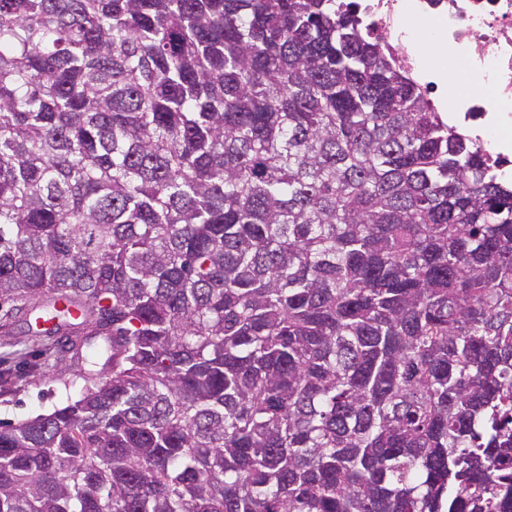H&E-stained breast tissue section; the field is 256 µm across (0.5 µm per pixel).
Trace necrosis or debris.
I'll return each mask as SVG.
<instances>
[{
	"mask_svg": "<svg viewBox=\"0 0 512 512\" xmlns=\"http://www.w3.org/2000/svg\"><path fill=\"white\" fill-rule=\"evenodd\" d=\"M358 15L409 71H433L417 50L421 38L444 44L458 64L450 114L512 181V0H359Z\"/></svg>",
	"mask_w": 512,
	"mask_h": 512,
	"instance_id": "obj_1",
	"label": "necrosis or debris"
}]
</instances>
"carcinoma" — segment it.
Returning <instances> with one entry per match:
<instances>
[{
  "instance_id": "obj_1",
  "label": "carcinoma",
  "mask_w": 512,
  "mask_h": 512,
  "mask_svg": "<svg viewBox=\"0 0 512 512\" xmlns=\"http://www.w3.org/2000/svg\"><path fill=\"white\" fill-rule=\"evenodd\" d=\"M23 310L0 512H512V184L353 3L0 0ZM32 318L25 313L18 315L11 327V336L0 339V420L15 421L51 409L61 404L67 397L77 396L83 385L79 377V366L67 353L68 363L73 372L63 380L52 379L39 351L46 345L60 347V336L48 338L32 336L28 332ZM34 324V323H33ZM21 362L22 380L15 377ZM73 373H75L73 375Z\"/></svg>"
}]
</instances>
